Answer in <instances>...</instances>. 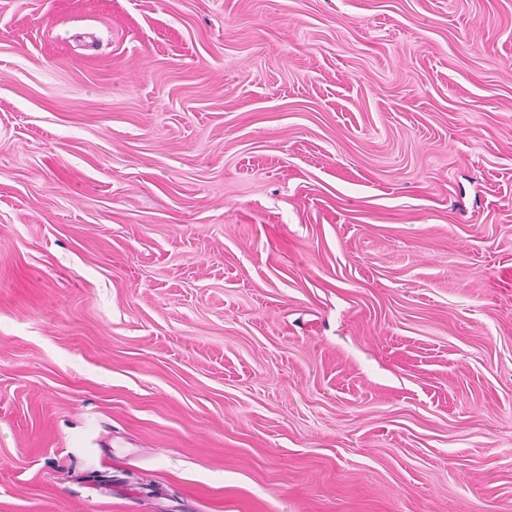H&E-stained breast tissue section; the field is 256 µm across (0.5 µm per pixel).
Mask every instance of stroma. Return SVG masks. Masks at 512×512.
<instances>
[{
  "label": "stroma",
  "mask_w": 512,
  "mask_h": 512,
  "mask_svg": "<svg viewBox=\"0 0 512 512\" xmlns=\"http://www.w3.org/2000/svg\"><path fill=\"white\" fill-rule=\"evenodd\" d=\"M0 512H512V0H0Z\"/></svg>",
  "instance_id": "stroma-1"
}]
</instances>
